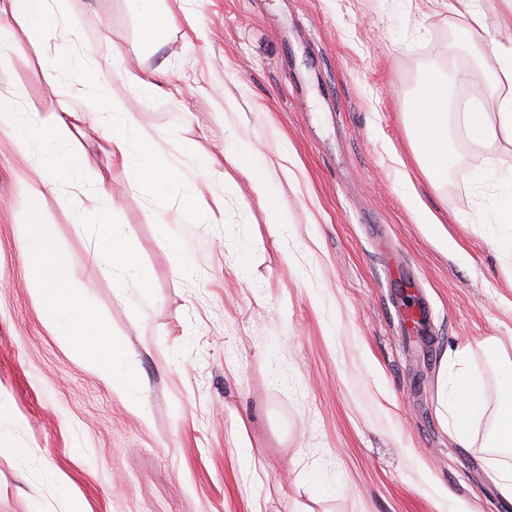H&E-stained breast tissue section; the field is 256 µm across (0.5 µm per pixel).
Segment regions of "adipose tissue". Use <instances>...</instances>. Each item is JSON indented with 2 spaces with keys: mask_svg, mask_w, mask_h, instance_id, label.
<instances>
[{
  "mask_svg": "<svg viewBox=\"0 0 512 512\" xmlns=\"http://www.w3.org/2000/svg\"><path fill=\"white\" fill-rule=\"evenodd\" d=\"M477 0H448L449 12L470 17L469 32L473 45H489L493 56L490 78L497 95L494 113L472 108L463 113V125L479 141L504 142L512 146V35L499 37L488 28L475 9ZM22 29L29 43L43 51L51 50L53 41L65 39L77 43L79 31L67 17L66 0H0V41ZM49 81L56 84L59 105L51 112L36 108L0 113V132L9 135L20 156L26 159L32 175L24 181L22 194L39 203L57 184L83 186L93 182L97 193H104L106 177L85 154H76L73 131L87 123L99 133V149L110 164L132 170L135 191L163 200L178 198L185 210L200 201L194 180L169 164L162 151V133L151 132L128 110L120 98L106 88L89 91L85 84L72 81L57 70L49 71ZM413 129L411 150L420 171L434 184L441 183L453 161V146L448 133V89L446 80L429 73L422 96L410 114ZM91 261L113 275L117 297L127 293L126 274H135L142 301H149L147 279L129 245V236L120 225L102 224L97 249ZM77 262H67L57 275L38 276L30 291L42 304V319L59 341L73 347L79 357H91L101 379L118 394L127 392L135 381V361L124 357L121 370H114L112 358L117 349L103 345L95 350L81 348L83 337L98 333V324L77 305L59 303V292L78 293ZM469 348L454 353L456 372L440 371L437 380L438 418L461 446L473 441L482 418H489L491 429L487 447L512 453V360H500L493 390L466 368Z\"/></svg>",
  "mask_w": 512,
  "mask_h": 512,
  "instance_id": "1",
  "label": "adipose tissue"
}]
</instances>
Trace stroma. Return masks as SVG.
Returning a JSON list of instances; mask_svg holds the SVG:
<instances>
[{"instance_id":"stroma-1","label":"stroma","mask_w":512,"mask_h":512,"mask_svg":"<svg viewBox=\"0 0 512 512\" xmlns=\"http://www.w3.org/2000/svg\"><path fill=\"white\" fill-rule=\"evenodd\" d=\"M68 8L78 48L0 44V93L54 110L53 68L111 87L167 134L166 160L204 205L187 222L132 196L133 172L115 165L104 199L62 185L29 209L31 171L0 135V512H512L489 449L443 429L436 390L445 351L471 345L488 385L483 342L512 357V261L489 243L512 198L476 179L502 147L454 131L458 161L436 186L406 120L432 71L451 98L496 111L487 82L459 78L478 65L470 19L442 0H198L194 30L166 29L155 51L132 0ZM117 49L153 74L151 100L116 77ZM250 167L264 195L242 176ZM216 196L223 212L208 209ZM415 196L466 262L418 223ZM270 206L289 223L271 228ZM104 222L130 230L148 303L134 288L116 299L87 261ZM24 224L53 254L28 251ZM69 258L80 306L101 322L87 347L103 338L138 362L127 394L59 343L26 287Z\"/></svg>"}]
</instances>
